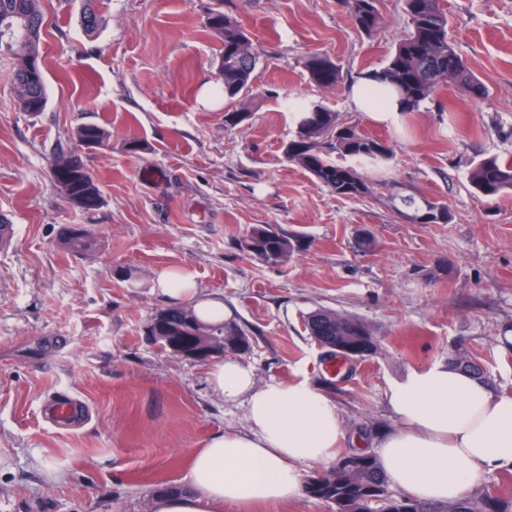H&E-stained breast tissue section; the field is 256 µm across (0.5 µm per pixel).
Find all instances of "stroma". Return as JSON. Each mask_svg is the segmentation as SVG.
<instances>
[{
  "label": "stroma",
  "mask_w": 512,
  "mask_h": 512,
  "mask_svg": "<svg viewBox=\"0 0 512 512\" xmlns=\"http://www.w3.org/2000/svg\"><path fill=\"white\" fill-rule=\"evenodd\" d=\"M449 37L486 85L485 98L445 91L408 116L356 110L349 93L381 69L408 29L403 0H379L383 31L367 36L339 0H224L260 52L248 121L228 127L219 95V42L205 29L215 0H96L99 24H81L82 0H43L41 51L48 102L20 111L0 60V512H146L158 492L186 484V458L211 436L246 424L242 404L211 390L209 365L162 350L146 331L166 303L160 272H191L246 332L241 360L258 383L301 379L335 402L341 450H374L397 420L391 385L465 353L498 393H512V192L474 197L473 162L512 159V0H442ZM337 62L338 85L309 78L305 62ZM322 102L339 121L390 140L375 194L332 195L285 155L296 124L286 99ZM97 123L109 148L87 164L104 195L84 213L59 195L53 159L72 130ZM141 139L131 154L125 142ZM447 202L446 224H411L387 186ZM97 240L78 254L59 230ZM273 225L298 247L268 264L242 252L252 227ZM369 233L373 250L359 251ZM330 308L362 321L371 355L330 373L305 329ZM77 398L71 429L42 419L48 399Z\"/></svg>",
  "instance_id": "obj_1"
}]
</instances>
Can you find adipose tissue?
I'll return each instance as SVG.
<instances>
[{"label": "adipose tissue", "mask_w": 512, "mask_h": 512, "mask_svg": "<svg viewBox=\"0 0 512 512\" xmlns=\"http://www.w3.org/2000/svg\"><path fill=\"white\" fill-rule=\"evenodd\" d=\"M155 286L168 303L192 305L203 320L232 317L223 297L202 292L192 274L164 271ZM209 382L225 402L244 405L246 427L192 449L187 487L156 496L151 512H224L301 498L306 473L336 457L343 431L335 403L304 381L257 383L233 357L210 368ZM389 404L399 424L380 440L378 461L405 495L455 502L485 474L512 469V394L436 362L392 386Z\"/></svg>", "instance_id": "obj_1"}]
</instances>
